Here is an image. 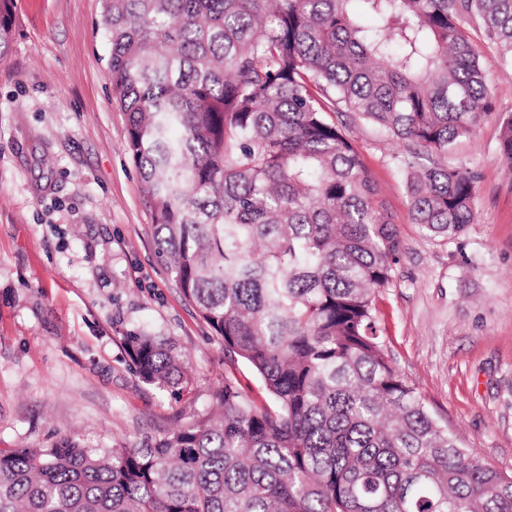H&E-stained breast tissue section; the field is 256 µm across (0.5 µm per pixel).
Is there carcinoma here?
Listing matches in <instances>:
<instances>
[{"label": "carcinoma", "instance_id": "carcinoma-1", "mask_svg": "<svg viewBox=\"0 0 512 512\" xmlns=\"http://www.w3.org/2000/svg\"><path fill=\"white\" fill-rule=\"evenodd\" d=\"M14 21L0 0V60ZM473 21L512 62V0H104L158 257L231 359L207 408L161 437L0 451V512H512V476L385 355L375 300L402 244L330 118L434 156L397 157L412 217L461 233L477 176L448 150L494 109ZM499 151L512 168V115ZM124 346L142 383H191L171 338Z\"/></svg>", "mask_w": 512, "mask_h": 512}]
</instances>
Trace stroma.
Wrapping results in <instances>:
<instances>
[{"label": "stroma", "instance_id": "35a3bbf8", "mask_svg": "<svg viewBox=\"0 0 512 512\" xmlns=\"http://www.w3.org/2000/svg\"><path fill=\"white\" fill-rule=\"evenodd\" d=\"M102 11L103 0H15L0 63V450L162 436L205 405L229 358L157 257L107 77ZM471 38L494 110L448 154L478 176L474 221L458 236L414 223L394 159L404 144L355 114L333 119L403 242L377 301L389 361L464 447L512 476V172L498 151L512 64L482 29ZM131 330L176 341L188 388L139 381L123 341Z\"/></svg>", "mask_w": 512, "mask_h": 512}]
</instances>
